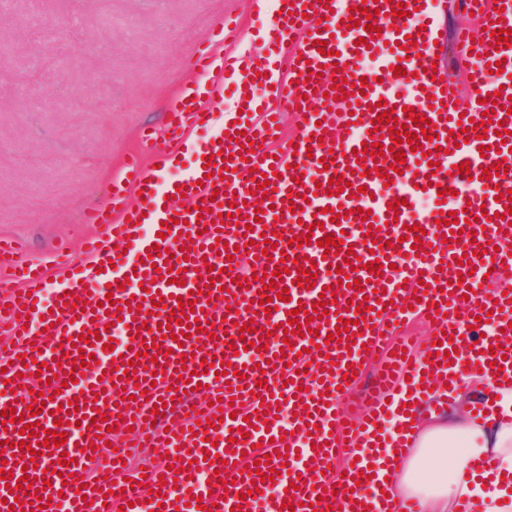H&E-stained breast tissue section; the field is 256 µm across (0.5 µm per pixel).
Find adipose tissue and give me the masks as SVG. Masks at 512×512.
Here are the masks:
<instances>
[{"instance_id":"adipose-tissue-1","label":"adipose tissue","mask_w":512,"mask_h":512,"mask_svg":"<svg viewBox=\"0 0 512 512\" xmlns=\"http://www.w3.org/2000/svg\"><path fill=\"white\" fill-rule=\"evenodd\" d=\"M488 399L492 408L476 411ZM454 403L428 413L422 401H412L409 454L397 460L388 450L373 461V483L385 492L374 502L377 512L391 497L412 500L419 512H452L466 497L482 498L486 512H512V384L473 369L457 386ZM474 459L484 460L485 471L471 469Z\"/></svg>"}]
</instances>
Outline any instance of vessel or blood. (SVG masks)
I'll return each instance as SVG.
<instances>
[{"label":"vessel or blood","mask_w":512,"mask_h":512,"mask_svg":"<svg viewBox=\"0 0 512 512\" xmlns=\"http://www.w3.org/2000/svg\"><path fill=\"white\" fill-rule=\"evenodd\" d=\"M280 11L265 24L267 55L244 58L206 47L194 67L197 77L184 86L169 108L168 150L156 153L155 166L132 156L112 182L109 203L88 220L100 234L88 241L90 265L57 250L53 261L63 281L51 301L41 288L48 271L22 259L11 241L0 239V330L9 340L0 347V461L14 478L23 465L37 461L46 479L15 506L0 480V512H28L37 497L49 498L42 512H356L367 498L370 480L360 479L366 458L346 467L343 477L326 470L338 454V436L371 433L388 408L378 402L363 421L350 420L338 408L340 386L348 366L363 367L369 351L385 347L384 366L375 392H390L402 375H410L415 397H423L433 376L457 386L466 365L512 369V347L497 336H480L486 324L512 336V290L495 292L481 303L480 285L490 273L512 269V224L501 215L512 201V47L496 42L492 30H512V0H462L465 12L485 24L480 37L457 31L458 55L467 63L469 88L484 98L483 109L460 113L457 89L432 79L438 39L432 0H278ZM404 16H395V9ZM325 41L328 54L315 40ZM238 74L234 125H215L214 107L222 103L225 72ZM347 79V97L335 102ZM365 83L364 94L354 92ZM500 95L499 103L489 95ZM295 112L292 146L277 151L281 136L275 115L279 106ZM393 110L408 132L419 133L410 112L426 116L439 142L423 141L406 153L392 183L377 169L393 164L383 109ZM491 117L486 139L465 137L471 121ZM323 128L321 140L312 132ZM506 129L498 137V129ZM385 146L384 155L362 152L364 142ZM190 153L193 163L181 183H163L160 172ZM469 164L461 172L460 164ZM508 173L496 174L497 164ZM344 177L343 190L329 180ZM270 183L268 195L256 192ZM433 201L429 210L415 201ZM210 199L209 212L196 206ZM398 210H389L393 199ZM368 219L352 217L354 209ZM343 217L332 222V210ZM232 214L222 224L219 214ZM456 223H447L448 214ZM421 226L422 247L406 237V226ZM341 241L340 253L325 252L319 241ZM271 256H263L265 238ZM482 256H475V245ZM158 255H149L152 246ZM248 246L251 275L240 273L234 255ZM363 265L351 270L348 255ZM316 265V285L297 281L301 259ZM380 260V273L366 265ZM274 292L288 290L262 312L265 282ZM334 294H326V287ZM368 311L357 315V304ZM323 303L325 316L309 319L306 307ZM430 315L437 334L449 341L429 346L424 358L402 360L410 340L395 342L405 309ZM171 334L159 337L158 326ZM197 319L199 332L182 321ZM296 317L305 335L288 334ZM349 319V343L331 340L341 319ZM126 335L112 347L111 324ZM250 324L240 333L241 324ZM156 345L157 358L144 357ZM89 358L74 368L79 353ZM142 367L128 373L130 360ZM73 372L76 381L62 385L53 366ZM204 384L210 404L194 406L197 384ZM47 396L45 410L29 407ZM75 404L67 414L63 405ZM15 409L19 419L3 417ZM61 420L64 448L31 458L19 445L20 429L34 424L33 442L43 441L54 420ZM245 438L230 442L234 429ZM162 447L166 453L146 472H129L124 452L110 453L98 477L86 478L95 450L126 434ZM278 455L266 458L267 447ZM71 457V476L55 469Z\"/></svg>","instance_id":"vessel-or-blood-1"}]
</instances>
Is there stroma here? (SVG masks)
Returning a JSON list of instances; mask_svg holds the SVG:
<instances>
[{
    "mask_svg": "<svg viewBox=\"0 0 512 512\" xmlns=\"http://www.w3.org/2000/svg\"><path fill=\"white\" fill-rule=\"evenodd\" d=\"M444 77L458 79V0H436ZM276 0H17L0 12V236L25 259L51 265L68 246L83 260L85 221L108 202L114 177L139 147V132L163 130L169 102L193 78L198 48L217 25L237 20V51L265 54L259 31ZM37 15L39 27L26 18ZM113 26H106V19Z\"/></svg>",
    "mask_w": 512,
    "mask_h": 512,
    "instance_id": "obj_1",
    "label": "stroma"
}]
</instances>
